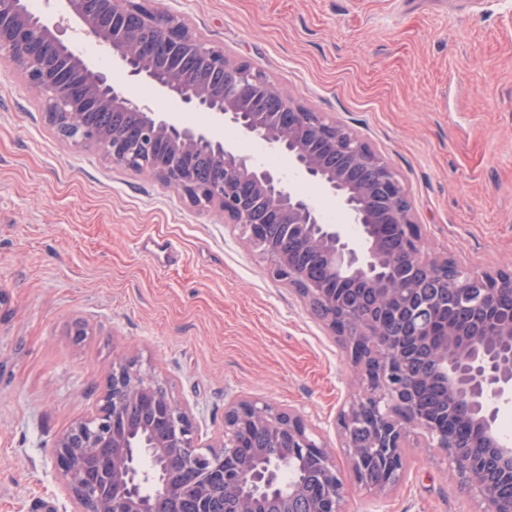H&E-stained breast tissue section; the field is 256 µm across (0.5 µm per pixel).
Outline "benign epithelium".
<instances>
[{
    "instance_id": "benign-epithelium-1",
    "label": "benign epithelium",
    "mask_w": 512,
    "mask_h": 512,
    "mask_svg": "<svg viewBox=\"0 0 512 512\" xmlns=\"http://www.w3.org/2000/svg\"><path fill=\"white\" fill-rule=\"evenodd\" d=\"M63 8L79 22L82 34L112 49L129 75L147 78L192 109L288 156L296 178L290 185L206 129L177 125L130 100L58 40L44 16L29 13L26 0H0V54L39 92L50 124L64 140L98 147L113 162L150 173L196 207L218 208L227 223L238 225L246 241L267 255L273 276L321 311L350 362L364 350L356 365L361 393L337 414L353 481L378 497L389 493L405 475L403 449L420 434L427 447L448 459L477 500V512H512V495L501 493L512 489V447L501 440L496 425L500 404L512 401V315L498 316L495 305L499 292H512V269L465 270L472 311L444 321L442 340L433 345V313L421 290L425 283L443 281L448 257L425 251L402 181L368 143L279 91L249 63L209 46L187 24L147 0H63ZM186 45L203 46L205 56L224 71L220 90L195 84L182 70L179 60ZM77 100L86 112L145 117L139 136L144 149L120 130L77 120ZM203 158L224 167V180L207 192L189 176ZM301 183L319 185L342 201L346 223L361 227L362 248L350 245L343 225L322 220L297 188ZM265 224L288 227L290 247L273 246L263 234ZM384 224L403 230L408 262L388 251L380 231ZM298 249L329 270L344 271L336 290L357 294L368 314L357 320L348 316L343 327H336V304L327 292L331 284L296 267ZM414 293L421 294V304L411 310L410 325L396 333L387 329L385 315L396 301ZM432 385L439 386L441 414L469 425V447L419 416V392ZM134 404L162 414L161 442L143 448L130 444L133 425L127 409ZM365 412L370 420L360 439L354 430ZM259 433L275 435L281 454L292 461H318L324 493L313 496L290 485L288 494L278 498L279 512H342L341 474L300 415L235 400L224 413V442L203 454L190 409L121 357L106 375L92 416L57 439L52 464L71 512H163L169 493L163 474L192 490L199 512L210 508L217 489L237 501V512H264L275 498L273 474L238 452L245 438Z\"/></svg>"
}]
</instances>
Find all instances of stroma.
I'll use <instances>...</instances> for the list:
<instances>
[{
    "label": "stroma",
    "mask_w": 512,
    "mask_h": 512,
    "mask_svg": "<svg viewBox=\"0 0 512 512\" xmlns=\"http://www.w3.org/2000/svg\"><path fill=\"white\" fill-rule=\"evenodd\" d=\"M202 39L345 124L400 174L430 251L512 266V0H153ZM57 38L127 96L249 153L256 140L128 76L79 37ZM219 445L234 399L298 413L341 474L338 407L359 390L341 343L214 211L62 144L0 56V512H69L51 450L95 410L116 352ZM386 496L347 481L344 512H475L435 449L410 445Z\"/></svg>",
    "instance_id": "stroma-1"
}]
</instances>
